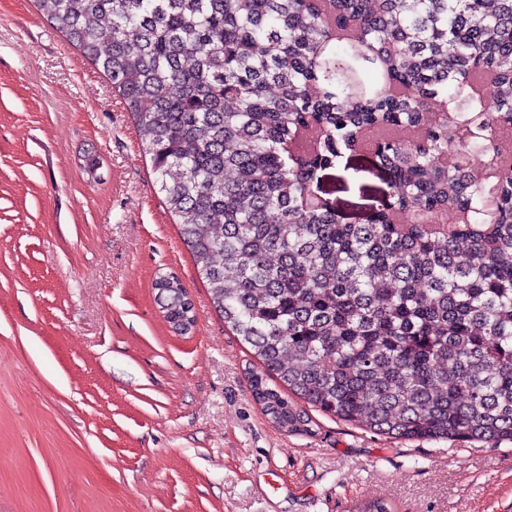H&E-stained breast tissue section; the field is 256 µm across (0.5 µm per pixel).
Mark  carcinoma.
<instances>
[{
    "label": "carcinoma",
    "instance_id": "cac0c4a2",
    "mask_svg": "<svg viewBox=\"0 0 512 512\" xmlns=\"http://www.w3.org/2000/svg\"><path fill=\"white\" fill-rule=\"evenodd\" d=\"M34 2L132 115L281 428L512 442V0ZM368 134L389 191L352 222L321 182Z\"/></svg>",
    "mask_w": 512,
    "mask_h": 512
}]
</instances>
